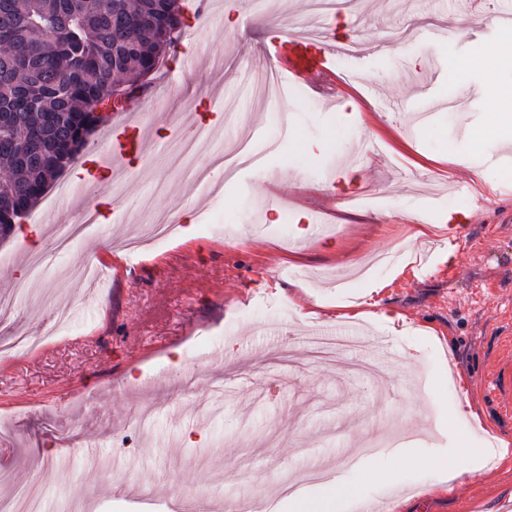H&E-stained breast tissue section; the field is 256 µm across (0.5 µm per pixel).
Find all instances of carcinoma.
Segmentation results:
<instances>
[{
  "label": "carcinoma",
  "mask_w": 512,
  "mask_h": 512,
  "mask_svg": "<svg viewBox=\"0 0 512 512\" xmlns=\"http://www.w3.org/2000/svg\"><path fill=\"white\" fill-rule=\"evenodd\" d=\"M180 0H0V239L179 39Z\"/></svg>",
  "instance_id": "cac0c4a2"
}]
</instances>
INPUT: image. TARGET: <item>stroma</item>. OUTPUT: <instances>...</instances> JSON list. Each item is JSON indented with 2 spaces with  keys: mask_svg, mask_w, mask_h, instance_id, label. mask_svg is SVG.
<instances>
[{
  "mask_svg": "<svg viewBox=\"0 0 512 512\" xmlns=\"http://www.w3.org/2000/svg\"><path fill=\"white\" fill-rule=\"evenodd\" d=\"M181 2L184 35L137 82L123 117L144 141L142 158L122 182L62 198L42 214L39 240L0 243L2 295L25 278L32 243L50 245L86 202L101 205L91 235L49 254L35 283L55 306L22 299L0 319L36 336L57 311L71 315L55 342L0 358V469L10 475L0 497L36 482L45 512L76 491L92 512H169L179 496L273 507L280 488L348 479L359 458L365 473L346 512L372 496L381 512H505L512 408L490 377L512 342V176L485 163L502 141L462 165L456 156L496 107L489 83L512 84V66L480 64L487 42L506 58L512 42L478 20L512 12V0H353L330 14L311 0ZM322 29L337 50L334 88L318 81L257 102L250 87L269 39ZM432 30L446 40L424 42ZM452 57L467 67H449ZM377 129L379 153L348 173L349 155ZM264 138L279 152L225 182L220 197L193 181L212 152ZM300 143L316 147L313 161H300ZM272 189L287 207H263ZM313 208L327 212L324 235L303 218ZM176 210L223 226L124 256L128 235ZM463 211L453 264L428 259L448 237L440 219ZM417 214L436 228L404 247ZM378 249L409 254L382 306L412 332L362 325L371 374L350 370L347 352L313 362V329L336 326L338 303L364 286L337 287V271L353 276ZM88 259L112 266L93 299L66 275ZM300 274L317 312L305 322L286 302ZM467 444L511 464L495 457L451 495L438 470L395 465L403 451L451 465ZM389 490L407 503L394 507Z\"/></svg>",
  "mask_w": 512,
  "mask_h": 512,
  "instance_id": "35a3bbf8",
  "label": "stroma"
}]
</instances>
